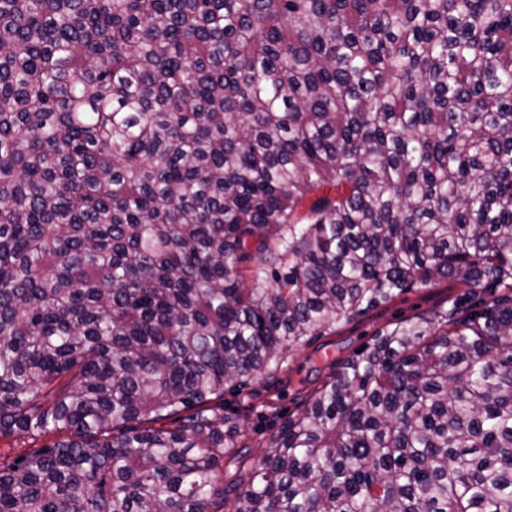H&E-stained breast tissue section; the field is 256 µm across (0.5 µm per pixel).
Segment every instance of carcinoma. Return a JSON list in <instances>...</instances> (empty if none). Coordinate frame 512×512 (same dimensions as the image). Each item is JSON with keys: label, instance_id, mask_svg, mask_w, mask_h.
Masks as SVG:
<instances>
[{"label": "carcinoma", "instance_id": "cac0c4a2", "mask_svg": "<svg viewBox=\"0 0 512 512\" xmlns=\"http://www.w3.org/2000/svg\"><path fill=\"white\" fill-rule=\"evenodd\" d=\"M440 280L512 290V0H0V512H512V295L229 470L224 388ZM48 438L38 439V440H30L28 438L20 437L14 435L13 437H1L0 438V460L3 462L6 460V456L10 459H13L17 455L26 453L32 448H40L47 442Z\"/></svg>", "mask_w": 512, "mask_h": 512}]
</instances>
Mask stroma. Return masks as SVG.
Instances as JSON below:
<instances>
[{
    "label": "stroma",
    "mask_w": 512,
    "mask_h": 512,
    "mask_svg": "<svg viewBox=\"0 0 512 512\" xmlns=\"http://www.w3.org/2000/svg\"><path fill=\"white\" fill-rule=\"evenodd\" d=\"M459 300L463 312L474 310L475 299L460 283L443 280L430 288H417L379 308L362 313L335 334L315 336L295 348L287 368L265 379L252 381L247 393L225 392L224 406L243 418L249 456H258L274 434L282 417L295 412L312 390L330 373L332 361L359 350L388 324L412 319L440 309H448Z\"/></svg>",
    "instance_id": "1"
}]
</instances>
